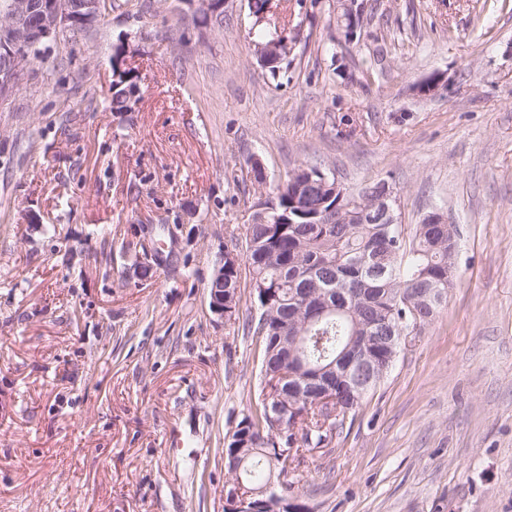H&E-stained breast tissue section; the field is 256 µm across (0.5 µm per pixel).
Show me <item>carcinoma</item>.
Segmentation results:
<instances>
[{
	"instance_id": "cac0c4a2",
	"label": "carcinoma",
	"mask_w": 512,
	"mask_h": 512,
	"mask_svg": "<svg viewBox=\"0 0 512 512\" xmlns=\"http://www.w3.org/2000/svg\"><path fill=\"white\" fill-rule=\"evenodd\" d=\"M123 48L113 56L116 92L112 111H127L123 85L132 82L123 69ZM335 175L300 166L275 187V195L257 199L243 245L224 247V319L231 321L240 301L242 269H247L259 307L248 329L263 341L261 375L268 391L255 410L237 425L224 444L226 468L242 463L239 477L264 512L288 509L296 499L292 485L271 486L274 475L288 473L299 451L323 448L347 415L389 372L401 348L399 329L421 333L447 304L456 278L455 252L448 225L433 224V212L408 230L393 219L358 217L350 206L360 192L340 186ZM302 190H297V187ZM349 207L346 224H324L321 213ZM303 340L284 356V341L295 333ZM361 347L371 356V383L362 387L344 354ZM289 388H301L309 402L281 417L279 374ZM282 432H273V421ZM292 449L285 456L279 449Z\"/></svg>"
}]
</instances>
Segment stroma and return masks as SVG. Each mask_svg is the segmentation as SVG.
<instances>
[{"mask_svg":"<svg viewBox=\"0 0 512 512\" xmlns=\"http://www.w3.org/2000/svg\"><path fill=\"white\" fill-rule=\"evenodd\" d=\"M114 0L61 30L0 104V512H224V439L263 348L209 309L260 159L386 180L406 226L440 211L458 278L328 447L288 478L312 512H512V0ZM136 87L112 109V57ZM164 239L148 280L136 262Z\"/></svg>","mask_w":512,"mask_h":512,"instance_id":"35a3bbf8","label":"stroma"}]
</instances>
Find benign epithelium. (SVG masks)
Masks as SVG:
<instances>
[{"mask_svg":"<svg viewBox=\"0 0 512 512\" xmlns=\"http://www.w3.org/2000/svg\"><path fill=\"white\" fill-rule=\"evenodd\" d=\"M349 24V32L362 23V7L357 0H339ZM71 12L62 9L60 0H8L6 12L0 15V99L9 96L18 86L24 66L29 61L26 49L34 41L49 42L63 28L86 29L103 15V0H78ZM397 204L393 188L376 197L372 208L388 215ZM209 306L224 316V269H215Z\"/></svg>","mask_w":512,"mask_h":512,"instance_id":"benign-epithelium-1","label":"benign epithelium"}]
</instances>
